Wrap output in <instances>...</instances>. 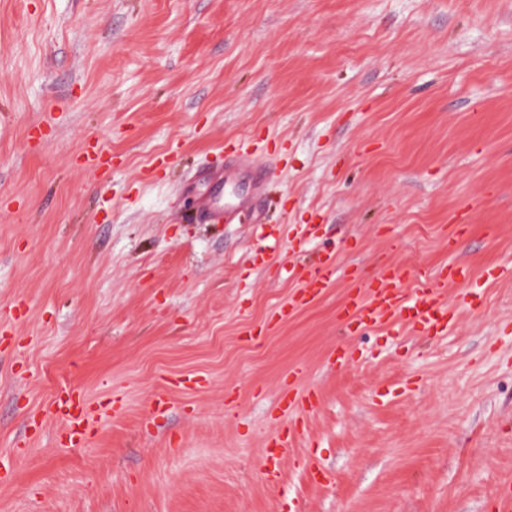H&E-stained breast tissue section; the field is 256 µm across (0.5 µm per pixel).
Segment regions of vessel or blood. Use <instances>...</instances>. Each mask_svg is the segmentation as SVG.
<instances>
[{
  "label": "vessel or blood",
  "mask_w": 512,
  "mask_h": 512,
  "mask_svg": "<svg viewBox=\"0 0 512 512\" xmlns=\"http://www.w3.org/2000/svg\"><path fill=\"white\" fill-rule=\"evenodd\" d=\"M299 274L302 287L288 306L280 309L279 318H287L290 312L306 306L332 285L336 277L335 254L323 255L315 266L300 267ZM468 276L467 268L453 260L436 271L424 267L411 273L396 264H384L372 278L367 293H349L342 306L341 322L347 326L379 328L402 325L445 336L458 316L457 308L448 301L446 287L466 282ZM407 280L412 283L408 289L403 286ZM53 413L75 445L87 442L101 419L80 394L71 392L56 399Z\"/></svg>",
  "instance_id": "obj_1"
}]
</instances>
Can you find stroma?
I'll return each mask as SVG.
<instances>
[{
  "label": "stroma",
  "mask_w": 512,
  "mask_h": 512,
  "mask_svg": "<svg viewBox=\"0 0 512 512\" xmlns=\"http://www.w3.org/2000/svg\"><path fill=\"white\" fill-rule=\"evenodd\" d=\"M222 167L249 213L184 223ZM331 251L367 275L455 259L473 278L449 300L483 301L442 339L350 332L343 272L250 341L300 288L290 263ZM0 323V512H491L512 0H0ZM296 368L318 401L271 458ZM63 386L113 402L86 445L48 413Z\"/></svg>",
  "instance_id": "35a3bbf8"
}]
</instances>
